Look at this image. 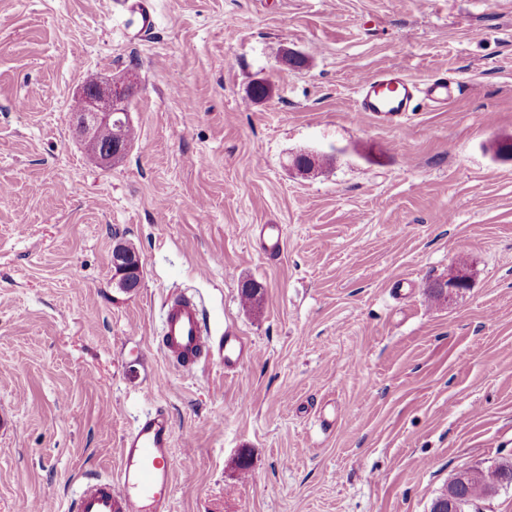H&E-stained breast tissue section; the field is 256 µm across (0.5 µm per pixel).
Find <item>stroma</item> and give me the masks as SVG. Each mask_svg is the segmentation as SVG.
<instances>
[{
    "instance_id": "obj_1",
    "label": "stroma",
    "mask_w": 512,
    "mask_h": 512,
    "mask_svg": "<svg viewBox=\"0 0 512 512\" xmlns=\"http://www.w3.org/2000/svg\"><path fill=\"white\" fill-rule=\"evenodd\" d=\"M133 2L0 0V512L116 478L150 388L171 512H429L512 461V0H151L149 33ZM392 66L462 91L399 126L357 112ZM91 73L135 83L107 165L73 128ZM176 290L248 340L241 365L168 363ZM116 251L113 254L112 264L113 268L117 270L119 273L115 278L122 276L124 272L128 269H136V274L141 271V262L140 259L137 261L133 260L131 263L128 259H126L118 250L124 253L136 254L139 255L137 248L132 243H118L115 247Z\"/></svg>"
}]
</instances>
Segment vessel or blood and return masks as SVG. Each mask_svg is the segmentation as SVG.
<instances>
[{
	"label": "vessel or blood",
	"mask_w": 512,
	"mask_h": 512,
	"mask_svg": "<svg viewBox=\"0 0 512 512\" xmlns=\"http://www.w3.org/2000/svg\"><path fill=\"white\" fill-rule=\"evenodd\" d=\"M457 88L444 79L416 82L402 68L393 67L366 75L358 82L357 109L375 116L397 118L412 109L416 98L431 106L444 107L456 98ZM162 350L181 371H191L204 355L218 356L225 369L239 365L250 354V346L235 330H225L220 346H212L210 330L198 304L176 297L164 305ZM156 390L144 392L150 407L137 417L123 435L116 479L85 482L69 503L70 512H168L172 490L170 448L172 430Z\"/></svg>",
	"instance_id": "1"
}]
</instances>
